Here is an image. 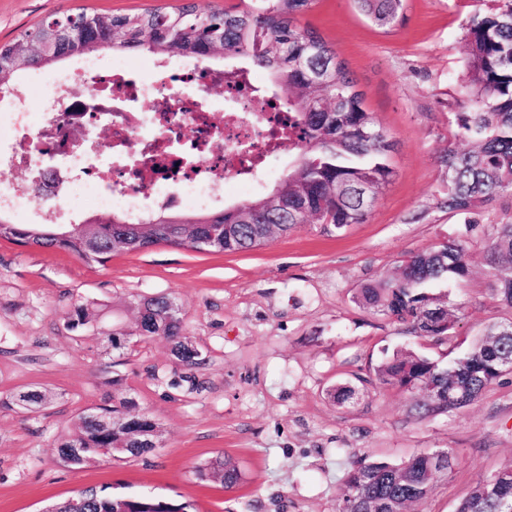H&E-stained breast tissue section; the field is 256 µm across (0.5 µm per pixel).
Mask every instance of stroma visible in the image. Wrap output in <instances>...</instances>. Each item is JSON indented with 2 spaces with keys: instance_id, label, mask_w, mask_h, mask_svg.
<instances>
[{
  "instance_id": "35a3bbf8",
  "label": "stroma",
  "mask_w": 512,
  "mask_h": 512,
  "mask_svg": "<svg viewBox=\"0 0 512 512\" xmlns=\"http://www.w3.org/2000/svg\"><path fill=\"white\" fill-rule=\"evenodd\" d=\"M184 0H0V44L62 14L169 9ZM470 0H407L405 18L382 29L354 0H315L298 23L335 51L364 106L394 143L392 182L367 220L327 234L303 224L240 253H198L160 244L139 254L86 264L72 255L0 241V512H43L88 486L188 500L198 512H337L351 461L399 463L435 450L456 463L438 475L417 512H455L480 482L512 467V374L453 413L416 420L408 393L374 383V369L401 347L449 360L492 323L512 321L483 273L487 240L474 238V273L445 285L462 308L443 345L356 306L361 284L394 273L402 260L462 230L442 202L438 164L455 139L462 26ZM154 295L183 310L184 329L206 360L203 387L180 386L184 368L161 337H132L121 359L103 352L113 324L133 326L134 300ZM103 312L73 322L76 306ZM122 389L161 426L145 458L62 466L56 446L81 414ZM346 384L358 400L328 392ZM51 399L37 409L18 393ZM234 458L244 482L228 491L200 482L193 466Z\"/></svg>"
}]
</instances>
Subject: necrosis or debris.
Wrapping results in <instances>:
<instances>
[{
  "label": "necrosis or debris",
  "instance_id": "necrosis-or-debris-1",
  "mask_svg": "<svg viewBox=\"0 0 512 512\" xmlns=\"http://www.w3.org/2000/svg\"><path fill=\"white\" fill-rule=\"evenodd\" d=\"M46 82L39 107L22 88L0 98V210L16 216L42 185L64 189L47 224L86 202L133 218L150 198L205 208L225 190L249 192L267 158L288 148L281 100L251 72L208 60L88 58Z\"/></svg>",
  "mask_w": 512,
  "mask_h": 512
}]
</instances>
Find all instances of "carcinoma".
Instances as JSON below:
<instances>
[{"instance_id": "obj_1", "label": "carcinoma", "mask_w": 512, "mask_h": 512, "mask_svg": "<svg viewBox=\"0 0 512 512\" xmlns=\"http://www.w3.org/2000/svg\"><path fill=\"white\" fill-rule=\"evenodd\" d=\"M314 0H239L220 12H203L188 3L171 11L145 10L119 14L81 12L40 23L33 32L0 45V91L16 89L20 73L44 68L74 56L101 50H142L155 56L226 61L271 72L288 93L291 126L298 140L289 144L294 159L288 174L272 190L237 207L173 213L160 208L138 224L150 229L126 241L134 252L171 241V226L181 225L182 239L202 232L206 224L223 226L215 253L248 251L266 241V226L279 225L280 235L299 224H319L323 232H337L366 221L377 197L391 183L387 163L393 142L363 107V94L335 52L313 29L297 25ZM407 0H355L374 25L392 28L403 19ZM488 13L476 11L463 25L462 82L467 89L466 111L457 115V136L466 140L462 151L453 146L439 157L447 175L444 207L458 216L469 236L483 232V215L503 194L512 195V0H495ZM128 223L118 211L92 215L81 234L54 241L39 224H16L0 211V238L15 236L42 246L56 245L85 262L103 263L109 253L87 252L89 241L109 244ZM487 277L499 301L512 308V220L495 223L487 239ZM472 274L468 239L450 238L410 256L396 275L367 282L357 289L354 303L407 332L438 344L453 339L460 321L459 307L432 286L452 281L465 284ZM158 296L136 303L135 329H114L102 336L108 355L124 354L127 336L141 330L163 336L183 366L196 369L204 358L182 336L181 315ZM512 352V339L490 325L483 338L455 358L437 361L411 349L386 355L375 368V381L408 392L416 418L445 414L469 406L506 373L501 356ZM83 414L73 430L58 442V456L70 469L105 460H136L150 454L139 447L148 436L159 438L149 415L134 414L136 401L119 390ZM193 476L217 481L226 488L239 485L243 474L226 455L196 463ZM439 469L432 453H420L399 464L356 462L348 471L339 512H384L394 504L398 512H412L430 496ZM484 480L456 512H502L512 498V467ZM80 512H196L190 501L150 494H113L100 491Z\"/></svg>"}]
</instances>
